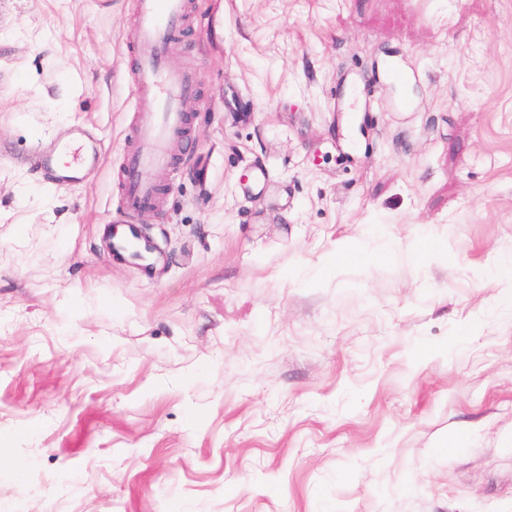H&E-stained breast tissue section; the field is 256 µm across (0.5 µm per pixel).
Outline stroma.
<instances>
[{
    "mask_svg": "<svg viewBox=\"0 0 512 512\" xmlns=\"http://www.w3.org/2000/svg\"><path fill=\"white\" fill-rule=\"evenodd\" d=\"M187 2L129 215L135 0H0V512H512V0ZM62 154L71 156V160L60 164ZM100 160L97 147H89L78 127L72 132L58 137L48 151L40 150L34 155V165L57 184L75 181L87 167Z\"/></svg>",
    "mask_w": 512,
    "mask_h": 512,
    "instance_id": "stroma-1",
    "label": "stroma"
}]
</instances>
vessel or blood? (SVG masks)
<instances>
[{
  "instance_id": "b4317fda",
  "label": "vessel or blood",
  "mask_w": 512,
  "mask_h": 512,
  "mask_svg": "<svg viewBox=\"0 0 512 512\" xmlns=\"http://www.w3.org/2000/svg\"><path fill=\"white\" fill-rule=\"evenodd\" d=\"M186 8V0H137L134 47L140 80L154 90V110L137 126V147L125 163V208L131 213L154 199L156 186L147 173L171 163L169 143L186 122L182 101L190 94L193 81L166 66ZM99 160V149L88 146L77 128L58 137L50 150L34 155L35 167L58 184L77 180Z\"/></svg>"
}]
</instances>
